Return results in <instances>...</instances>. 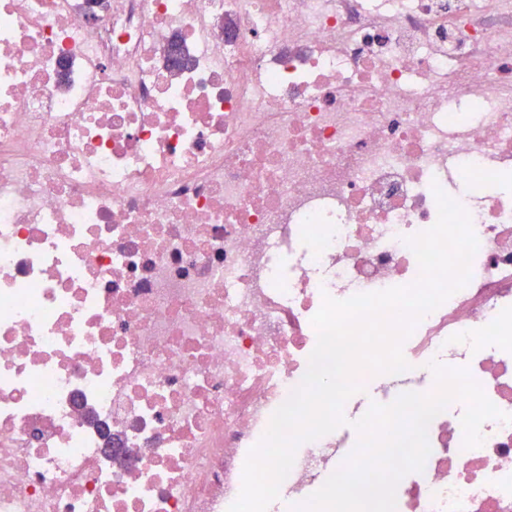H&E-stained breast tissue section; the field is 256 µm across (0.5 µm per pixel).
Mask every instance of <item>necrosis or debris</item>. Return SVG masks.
Here are the masks:
<instances>
[{
    "label": "necrosis or debris",
    "mask_w": 512,
    "mask_h": 512,
    "mask_svg": "<svg viewBox=\"0 0 512 512\" xmlns=\"http://www.w3.org/2000/svg\"><path fill=\"white\" fill-rule=\"evenodd\" d=\"M438 188L467 284L267 512L430 361L512 414V0H0V512H227L324 297L415 282ZM464 409L396 512H512V424L466 449Z\"/></svg>",
    "instance_id": "1"
}]
</instances>
